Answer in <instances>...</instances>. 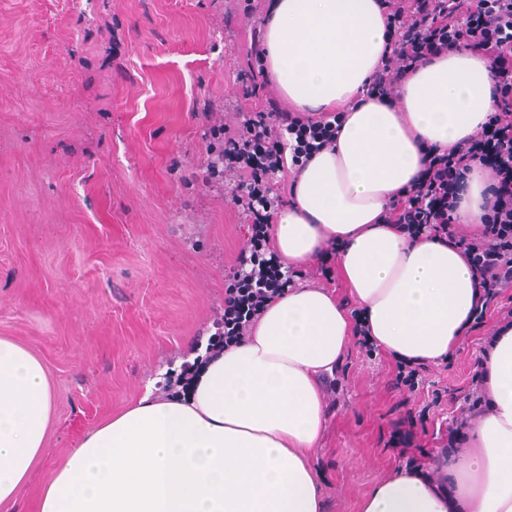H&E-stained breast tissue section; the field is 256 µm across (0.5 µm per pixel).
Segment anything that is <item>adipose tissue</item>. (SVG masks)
Here are the masks:
<instances>
[{"mask_svg": "<svg viewBox=\"0 0 512 512\" xmlns=\"http://www.w3.org/2000/svg\"><path fill=\"white\" fill-rule=\"evenodd\" d=\"M386 42L377 0H278L265 18L259 64L288 105L345 114L335 147L296 175L270 249L297 268L345 241L341 278L370 338L397 359L432 363L464 335L480 293L450 242L410 238L378 217L422 169L421 144L449 149L484 122L492 81L488 61L464 47L418 67L398 108L364 100ZM352 333L333 291L297 283L243 343L207 358L187 396L145 395L88 431L39 512H325L308 450L326 427L322 381ZM484 367L491 411L444 472L454 495L400 470L362 496L359 512H512V329ZM53 424L43 362L0 337V505L46 457Z\"/></svg>", "mask_w": 512, "mask_h": 512, "instance_id": "1", "label": "adipose tissue"}]
</instances>
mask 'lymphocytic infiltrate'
Instances as JSON below:
<instances>
[{"label":"lymphocytic infiltrate","instance_id":"1","mask_svg":"<svg viewBox=\"0 0 512 512\" xmlns=\"http://www.w3.org/2000/svg\"><path fill=\"white\" fill-rule=\"evenodd\" d=\"M379 5L390 44L364 85V97L397 107L399 87L410 73L464 46L490 63L493 105L486 121L449 150L427 148L424 169L380 217L382 223L402 225L409 236L427 234L456 246L481 290L482 305L473 314L478 324L503 290L512 288V0H379ZM239 78L244 95L257 98L258 104L246 113H214L218 148L211 153L208 176L228 185L227 197L245 213L251 235L224 291V311L215 321L211 343L215 350L242 342L269 302L290 286L291 276L269 245L271 224L283 203L278 176L288 165L335 147L343 124L339 111L287 110L269 79L246 70ZM477 168L487 171L491 181L484 219L473 229L461 222L458 210ZM484 382L483 367H476L442 454L458 452L468 423L488 413Z\"/></svg>","mask_w":512,"mask_h":512}]
</instances>
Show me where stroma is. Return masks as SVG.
Listing matches in <instances>:
<instances>
[{"label":"stroma","instance_id":"1","mask_svg":"<svg viewBox=\"0 0 512 512\" xmlns=\"http://www.w3.org/2000/svg\"><path fill=\"white\" fill-rule=\"evenodd\" d=\"M225 0H0V337L46 364L56 394L43 487L81 436L141 398L175 390L204 356L224 284L250 236L208 179L207 106L250 111L239 70L252 32ZM512 308V288L422 391L465 386ZM393 359L350 346L309 455L326 512H358L401 465L386 443L402 414Z\"/></svg>","mask_w":512,"mask_h":512}]
</instances>
